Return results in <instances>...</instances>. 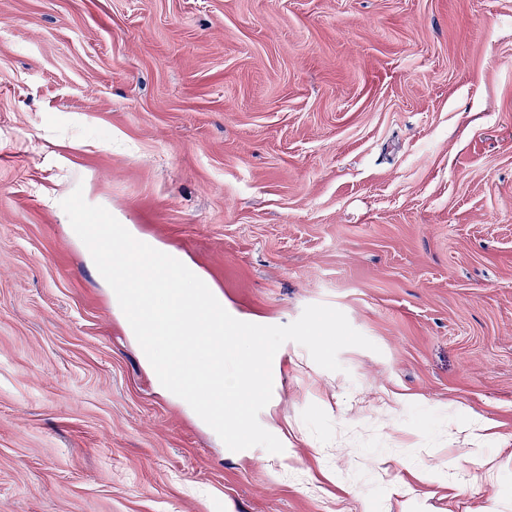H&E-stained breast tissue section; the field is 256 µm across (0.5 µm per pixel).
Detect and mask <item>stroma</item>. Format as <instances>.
Here are the masks:
<instances>
[{
    "label": "stroma",
    "instance_id": "obj_1",
    "mask_svg": "<svg viewBox=\"0 0 512 512\" xmlns=\"http://www.w3.org/2000/svg\"><path fill=\"white\" fill-rule=\"evenodd\" d=\"M224 309L311 304L230 451L61 206ZM497 435L481 454L459 424ZM512 512V0H0V512Z\"/></svg>",
    "mask_w": 512,
    "mask_h": 512
}]
</instances>
